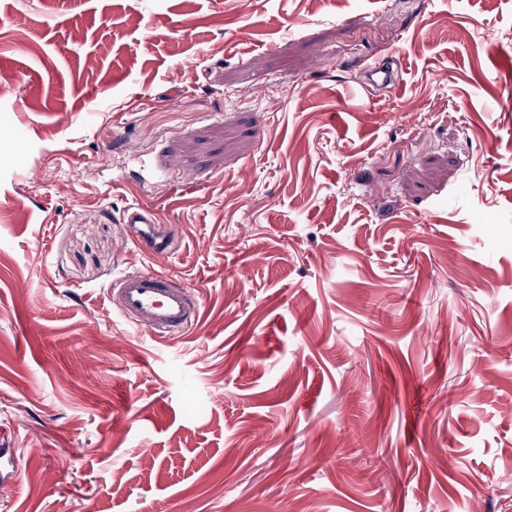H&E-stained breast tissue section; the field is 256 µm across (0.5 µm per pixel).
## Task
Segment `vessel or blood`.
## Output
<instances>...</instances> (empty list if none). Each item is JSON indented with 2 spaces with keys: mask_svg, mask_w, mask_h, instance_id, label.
<instances>
[{
  "mask_svg": "<svg viewBox=\"0 0 512 512\" xmlns=\"http://www.w3.org/2000/svg\"><path fill=\"white\" fill-rule=\"evenodd\" d=\"M122 221L144 247L152 266L121 273L109 289L112 306L129 325L154 340L170 341L197 323L199 298L164 272L163 266L174 250L170 232L156 225L153 209L139 201L130 203Z\"/></svg>",
  "mask_w": 512,
  "mask_h": 512,
  "instance_id": "b4317fda",
  "label": "vessel or blood"
}]
</instances>
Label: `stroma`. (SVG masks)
<instances>
[{
    "mask_svg": "<svg viewBox=\"0 0 512 512\" xmlns=\"http://www.w3.org/2000/svg\"><path fill=\"white\" fill-rule=\"evenodd\" d=\"M508 55L512 0H0V512H512ZM123 224H129L133 237L144 247L152 265L161 266L174 255L171 231L163 232L155 224L154 210L142 202L130 203L122 214ZM113 308L134 328L167 342L193 327L200 302L161 268L123 272L109 289Z\"/></svg>",
    "mask_w": 512,
    "mask_h": 512,
    "instance_id": "stroma-1",
    "label": "stroma"
}]
</instances>
